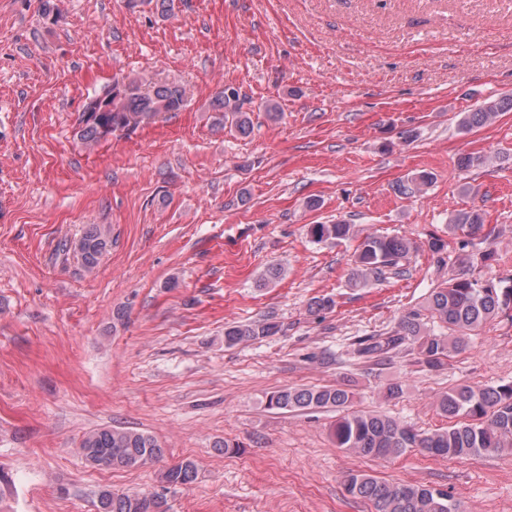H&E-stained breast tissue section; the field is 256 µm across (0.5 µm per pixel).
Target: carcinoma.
<instances>
[{
  "mask_svg": "<svg viewBox=\"0 0 512 512\" xmlns=\"http://www.w3.org/2000/svg\"><path fill=\"white\" fill-rule=\"evenodd\" d=\"M126 5L133 12L148 6L164 18L172 12L173 0H126ZM114 83L123 85V95L116 102L115 111L99 115L83 113L79 117L77 136L86 146L99 143L114 126L134 130L164 112L180 111L188 102L184 85L156 75L116 79ZM507 109H512L511 97L487 100L464 113L459 125L470 131L491 123ZM209 111L215 113L216 123L234 127L243 137L250 135L252 120L243 110L236 89L226 86L215 93ZM448 232L464 235L452 264L487 265L492 252H474L472 248L488 242L495 236V229L485 228L479 209L458 212L448 225ZM309 234L316 242L360 239L352 280L362 286L382 269L398 267L419 250L415 242L404 236L367 233L356 224H312ZM108 242V229L103 226L93 225L84 231L75 249L86 269L98 265ZM510 309L511 279L464 274L432 289L423 304L401 316L394 330L357 340V353L366 359H377L408 345L417 363L429 370H441L451 352L459 349L486 322ZM279 331L280 324L272 316L254 323L227 325L224 345L232 347L274 336ZM353 399L354 393L347 387H284L267 395L266 407L341 412L333 428L336 447L363 457L387 459L401 456L412 448H422L434 456L455 459L491 455L512 448V382L489 387L461 385L441 394L437 407L448 418V425L424 433L405 427L387 415L352 410ZM79 450L85 462L97 469L137 468L164 453L153 436L118 428H101L86 434ZM195 479L194 462L182 460L160 472L162 492L148 495L105 490L99 497V512H166L164 492L186 487ZM343 486L349 495L372 502L376 512H459V504L452 496L426 485L389 484L366 473L349 472Z\"/></svg>",
  "mask_w": 512,
  "mask_h": 512,
  "instance_id": "1",
  "label": "carcinoma"
}]
</instances>
